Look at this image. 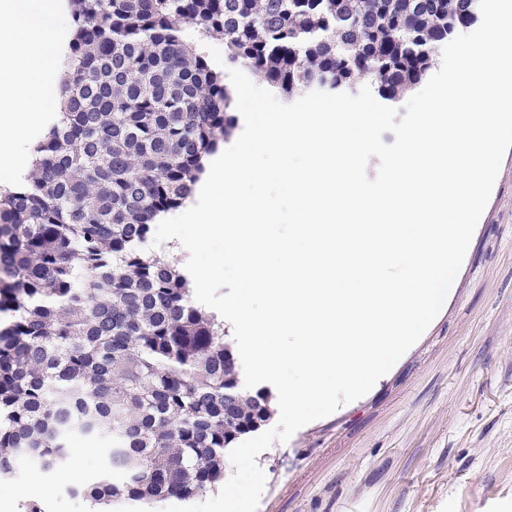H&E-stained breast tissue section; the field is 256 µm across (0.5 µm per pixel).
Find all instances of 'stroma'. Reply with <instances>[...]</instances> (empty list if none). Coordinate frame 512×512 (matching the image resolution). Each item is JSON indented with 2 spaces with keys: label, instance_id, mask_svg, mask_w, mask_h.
<instances>
[{
  "label": "stroma",
  "instance_id": "35a3bbf8",
  "mask_svg": "<svg viewBox=\"0 0 512 512\" xmlns=\"http://www.w3.org/2000/svg\"><path fill=\"white\" fill-rule=\"evenodd\" d=\"M106 459L102 443L72 438L82 482ZM257 462L258 512H512V149L422 337L365 396ZM36 476L42 512H87L84 496L30 462L0 480V512H25L16 493Z\"/></svg>",
  "mask_w": 512,
  "mask_h": 512
}]
</instances>
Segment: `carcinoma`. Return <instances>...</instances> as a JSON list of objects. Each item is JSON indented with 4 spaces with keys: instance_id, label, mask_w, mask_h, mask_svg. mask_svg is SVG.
<instances>
[{
    "instance_id": "1",
    "label": "carcinoma",
    "mask_w": 512,
    "mask_h": 512,
    "mask_svg": "<svg viewBox=\"0 0 512 512\" xmlns=\"http://www.w3.org/2000/svg\"><path fill=\"white\" fill-rule=\"evenodd\" d=\"M63 111L0 195V477L50 472L75 434L109 445L95 501L189 498L270 417L239 383L224 323L145 244L237 127L224 40L284 101L364 83L396 104L479 0H71Z\"/></svg>"
}]
</instances>
